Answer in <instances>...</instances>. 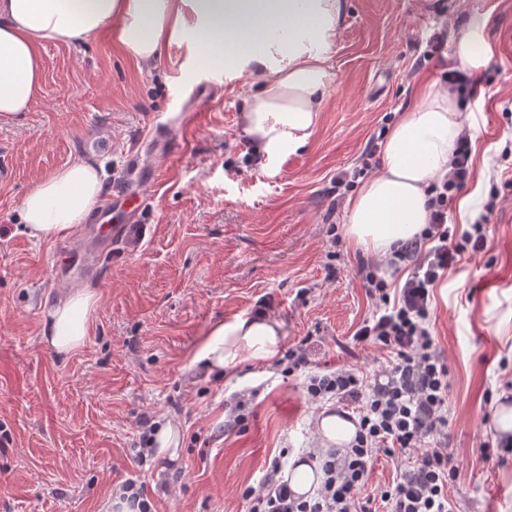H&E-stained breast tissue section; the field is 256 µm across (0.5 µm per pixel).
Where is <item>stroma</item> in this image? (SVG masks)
<instances>
[{
    "mask_svg": "<svg viewBox=\"0 0 512 512\" xmlns=\"http://www.w3.org/2000/svg\"><path fill=\"white\" fill-rule=\"evenodd\" d=\"M487 15L496 53L459 100L475 111L471 174L448 200L464 233L467 197L496 206L481 224L482 253L447 272L433 290L431 332L449 368L448 451L459 468L448 491L455 512H512V459L485 455L495 403L512 381V0H345L332 73L308 144L258 157L240 115L247 78L199 67L191 45L164 44L151 63L130 55L110 30L69 44H42V89L27 112L0 121V512H100L113 488L143 483L158 512H246L240 491L271 461L285 467L317 448L319 413L353 404L308 400L304 373L242 361L234 379L189 367L211 326L266 301L285 346L312 337L313 368L351 365L381 379L387 352L351 337L372 312L360 268L373 259L350 243L344 198L333 188L359 166L382 127L418 102L423 83L444 81L450 36L466 13ZM384 76L374 95L376 76ZM218 84L205 118L177 158L147 150L156 122L177 112L184 91ZM100 164L104 191L133 164L155 170L143 223L97 276H71L99 304L84 346L63 357L47 347L48 312L64 288L56 268L82 232L31 238L19 204L42 177L77 160ZM244 396L245 431L220 435L224 401ZM180 425L176 457L139 466V420ZM400 462L373 460L362 492L371 512Z\"/></svg>",
    "mask_w": 512,
    "mask_h": 512,
    "instance_id": "obj_1",
    "label": "stroma"
}]
</instances>
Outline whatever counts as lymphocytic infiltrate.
I'll return each mask as SVG.
<instances>
[{"label":"lymphocytic infiltrate","instance_id":"lymphocytic-infiltrate-1","mask_svg":"<svg viewBox=\"0 0 512 512\" xmlns=\"http://www.w3.org/2000/svg\"><path fill=\"white\" fill-rule=\"evenodd\" d=\"M469 159V140L460 138L450 173L430 187L429 223L395 252L398 262L412 267L403 286L391 288L371 271L363 277L373 312L352 340L389 352L385 381L368 383L359 370L346 367L311 372L304 346L285 352V375L307 370L312 401L357 402L356 433L347 447L311 453L322 480L306 495L292 492L282 463L273 461L261 483L241 493L248 512H368L360 493L381 452L402 463L397 481L380 494L385 512H454L448 488L458 468L448 452L449 369L431 334V298L464 254L480 253L485 245L481 225L459 236L448 223V198L464 186Z\"/></svg>","mask_w":512,"mask_h":512}]
</instances>
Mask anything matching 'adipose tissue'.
I'll return each instance as SVG.
<instances>
[{
    "instance_id": "adipose-tissue-1",
    "label": "adipose tissue",
    "mask_w": 512,
    "mask_h": 512,
    "mask_svg": "<svg viewBox=\"0 0 512 512\" xmlns=\"http://www.w3.org/2000/svg\"><path fill=\"white\" fill-rule=\"evenodd\" d=\"M344 10V0H0V120L27 111L41 91L39 44L70 43L115 26L134 58L150 60L164 43L182 39L200 64L246 73L252 91L241 112L244 133L266 157L292 154L317 123ZM486 29V16L473 12L455 32L451 56L459 69L477 71L493 56ZM474 127V113L462 110L456 93L429 84L387 132L380 168L348 200L346 234L354 247L383 260L419 236L429 222L430 182L448 173L456 141ZM101 190L93 163L69 164L26 193L20 218L32 238L67 237ZM97 302L86 289L61 297L49 312L45 344L62 356L80 350ZM283 340L281 321L239 315L213 324L190 363L231 378L245 359L275 364Z\"/></svg>"
}]
</instances>
